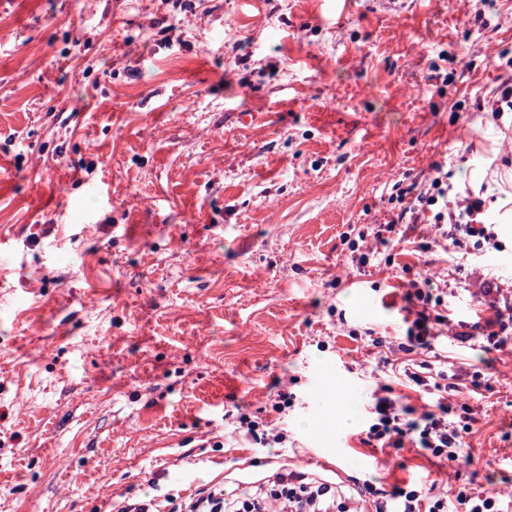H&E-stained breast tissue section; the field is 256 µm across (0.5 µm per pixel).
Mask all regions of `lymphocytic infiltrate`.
I'll use <instances>...</instances> for the list:
<instances>
[{
  "mask_svg": "<svg viewBox=\"0 0 512 512\" xmlns=\"http://www.w3.org/2000/svg\"><path fill=\"white\" fill-rule=\"evenodd\" d=\"M428 188L420 192L397 189L401 207L386 222V231L400 224L426 221L436 225L440 236L453 252L463 258L483 259L500 250L501 243L493 225L479 215L485 206L473 194H452L448 174L442 165H434ZM412 296L418 308L406 329L407 340L400 348L406 353L428 351L436 333L430 324L437 308L444 306L443 295L434 293L431 279L411 281ZM493 316L482 334L490 344L512 334V298L504 296L496 277L485 278L477 297ZM373 421L365 432L367 441L385 448H402L411 444L436 457L457 461L463 452L462 434L474 422L468 404L460 407L442 405L440 413H424L419 420H406V409L390 396L374 395L371 406ZM374 512H503L500 495L479 494L466 484L455 486L452 497L435 494L433 487L399 489L394 501L376 500ZM178 512H355L350 500L337 495L328 483L309 478L304 472L279 468L242 492L229 491L223 485L198 487L182 498Z\"/></svg>",
  "mask_w": 512,
  "mask_h": 512,
  "instance_id": "obj_1",
  "label": "lymphocytic infiltrate"
}]
</instances>
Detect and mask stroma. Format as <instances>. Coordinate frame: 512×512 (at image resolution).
Here are the masks:
<instances>
[{
  "label": "stroma",
  "instance_id": "1",
  "mask_svg": "<svg viewBox=\"0 0 512 512\" xmlns=\"http://www.w3.org/2000/svg\"><path fill=\"white\" fill-rule=\"evenodd\" d=\"M509 77L512 0H0V512H110L282 465L364 512L429 483L512 496V338H454L485 267L512 289V223L487 212L483 267L430 224L376 240L394 184L512 169L485 110ZM420 274L448 283L431 368L475 409L467 464L363 441L370 390L438 408L398 349ZM328 363L356 422L308 432ZM243 415L287 447H252ZM161 502L155 499V496L143 498H124L112 504L111 512H161L159 509Z\"/></svg>",
  "mask_w": 512,
  "mask_h": 512
}]
</instances>
